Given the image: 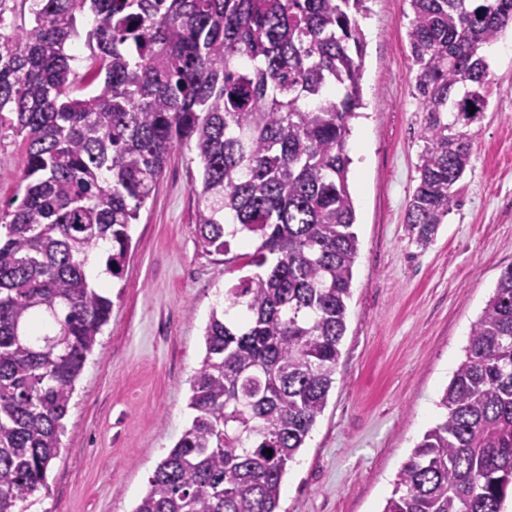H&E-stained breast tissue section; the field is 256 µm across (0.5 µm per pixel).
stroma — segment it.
<instances>
[{
  "mask_svg": "<svg viewBox=\"0 0 512 512\" xmlns=\"http://www.w3.org/2000/svg\"><path fill=\"white\" fill-rule=\"evenodd\" d=\"M368 7L364 107L347 141L359 239L347 330L326 408L285 474L280 512H381L512 265V30L484 50L488 106L470 128L459 204L421 245L406 224L423 149L412 12L408 0ZM23 155L20 137L0 128V209L15 198ZM200 182L198 161L175 152L131 226L110 320L76 383L42 512H133L189 424L210 312L241 276L197 245Z\"/></svg>",
  "mask_w": 512,
  "mask_h": 512,
  "instance_id": "stroma-1",
  "label": "stroma"
}]
</instances>
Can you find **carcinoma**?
Wrapping results in <instances>:
<instances>
[{
    "label": "carcinoma",
    "mask_w": 512,
    "mask_h": 512,
    "mask_svg": "<svg viewBox=\"0 0 512 512\" xmlns=\"http://www.w3.org/2000/svg\"><path fill=\"white\" fill-rule=\"evenodd\" d=\"M424 112L407 224L421 241L458 206L469 127L488 101L481 49L512 0H409ZM366 0H38L0 45V125L25 144L0 212V512L48 491L70 403L171 154L202 166L200 246L263 267L224 289L190 380V426L133 512H279L283 479L324 412L352 296L348 184L362 106ZM440 422L383 512H503L512 493V266L473 324ZM272 453H266V450Z\"/></svg>",
    "instance_id": "obj_1"
}]
</instances>
